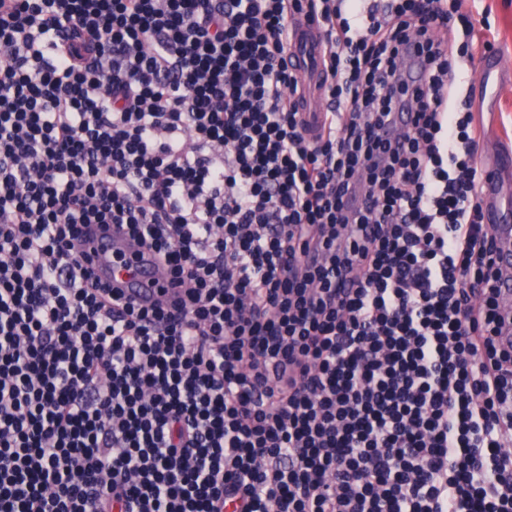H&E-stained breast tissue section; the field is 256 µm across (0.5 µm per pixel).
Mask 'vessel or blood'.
I'll list each match as a JSON object with an SVG mask.
<instances>
[{"mask_svg": "<svg viewBox=\"0 0 512 512\" xmlns=\"http://www.w3.org/2000/svg\"><path fill=\"white\" fill-rule=\"evenodd\" d=\"M326 46L315 23L300 20L287 50L289 68L299 79L303 95L301 110L307 120L324 118L328 103L323 95L329 76L325 66ZM506 160L483 161L485 178L480 197L487 222L496 235L500 251L497 264L503 272L500 282L504 306L512 305V212L500 206L499 174ZM75 245L82 258L88 259L95 275L116 288L123 301L138 307L167 304L176 287L167 273L143 251L126 232L115 224H91L81 227Z\"/></svg>", "mask_w": 512, "mask_h": 512, "instance_id": "obj_1", "label": "vessel or blood"}]
</instances>
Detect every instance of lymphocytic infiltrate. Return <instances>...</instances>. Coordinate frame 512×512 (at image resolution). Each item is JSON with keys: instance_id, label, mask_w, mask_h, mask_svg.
I'll list each match as a JSON object with an SVG mask.
<instances>
[{"instance_id": "obj_1", "label": "lymphocytic infiltrate", "mask_w": 512, "mask_h": 512, "mask_svg": "<svg viewBox=\"0 0 512 512\" xmlns=\"http://www.w3.org/2000/svg\"><path fill=\"white\" fill-rule=\"evenodd\" d=\"M493 47L467 0H0V512H512L457 78ZM86 224L124 225L181 298L91 280ZM326 45L322 42L317 24L302 18L287 50L288 67L299 79L303 94L301 112L308 121L325 118L328 103L323 96L329 76L325 66Z\"/></svg>"}]
</instances>
